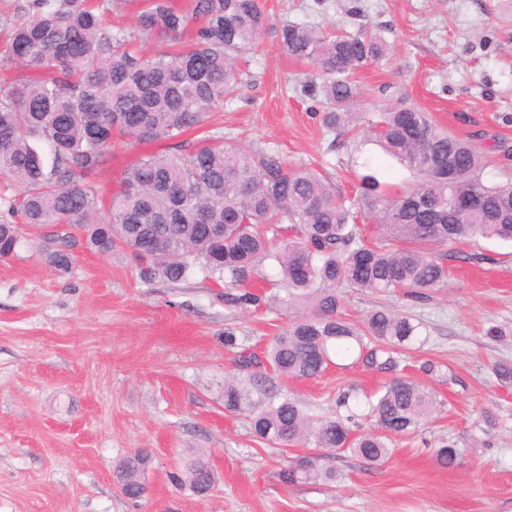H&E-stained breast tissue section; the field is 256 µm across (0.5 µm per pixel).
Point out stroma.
I'll use <instances>...</instances> for the list:
<instances>
[{"mask_svg": "<svg viewBox=\"0 0 512 512\" xmlns=\"http://www.w3.org/2000/svg\"><path fill=\"white\" fill-rule=\"evenodd\" d=\"M103 22L124 29L153 55L169 39L142 36L135 0H95ZM270 24L257 49L241 54L245 83L205 112L183 136L186 148L211 136L226 145L319 170L346 199L363 176L403 187L416 176L367 138L334 137L317 98L301 87L312 69L284 54L283 21L354 32L383 30L386 61L355 76L358 111L398 94L449 133L487 153L486 182L512 177V0H262ZM166 142L116 150L94 181L103 198L122 171ZM46 229L27 227L15 253L0 258V512H512V387L492 366L512 362V243L460 245L481 263H451L447 282L419 300L352 289L344 313L363 324L378 308L424 326L395 373L338 359L317 379L273 376L275 391L325 415L347 388L372 394L393 375L435 391L442 407L390 456L370 464L350 452L323 459L332 481L282 482L309 445L274 447L257 440L245 414L224 408L228 377L245 378L242 351L261 354L305 305L286 291L254 311L230 303L235 288L197 275L180 285L141 281L130 252L73 250L70 272L51 268ZM496 336H489V329ZM236 338L226 346V335ZM438 365L423 372L425 363ZM466 447L456 463L435 459L440 439ZM144 450L150 456L138 500L125 497L113 471ZM205 454L219 480L209 496L171 484V472Z\"/></svg>", "mask_w": 512, "mask_h": 512, "instance_id": "1", "label": "stroma"}]
</instances>
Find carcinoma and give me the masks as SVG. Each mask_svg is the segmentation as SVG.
Here are the masks:
<instances>
[{"label": "carcinoma", "instance_id": "obj_1", "mask_svg": "<svg viewBox=\"0 0 512 512\" xmlns=\"http://www.w3.org/2000/svg\"><path fill=\"white\" fill-rule=\"evenodd\" d=\"M187 10L170 0H141L137 29L178 43L194 31L193 47L142 56L127 36L103 25L88 0H31L14 24L6 60L24 74L0 88V172L23 189L16 213L28 226L51 227L47 261L67 273L73 263L74 232L86 249L130 251L139 278L186 281L198 269L206 277L238 286L231 302L257 308L263 296L249 288L265 259L280 268L289 302L309 313L272 339L265 363L292 379L320 376L333 356L392 370L397 356L420 342L423 324L385 308L360 326L341 314V290L422 297L448 279V261L479 262L484 256L434 255L449 242L495 239L512 242V181L488 185L484 155L438 127L407 97L375 105L374 118L354 111L359 70L388 56L379 30L317 31L296 23L280 28L282 51L314 66L304 91L320 98L323 123L342 136L359 123L374 142L420 177L403 192L374 183L359 208L380 238L358 232L356 216L336 187L307 166L288 168L272 155L252 154L221 140L186 150L179 139L201 113L242 83L236 54L255 46L269 16L261 0H190ZM37 137L51 150V166L30 143ZM135 139L172 142L123 173L120 189L104 205L93 176L112 150ZM456 167L446 178L448 162ZM470 200L464 212L453 210ZM20 242V225L0 223V258ZM267 395L262 376L224 380V409L247 412L256 438L288 447L311 442L324 452L349 451L371 464L383 462L393 439L414 432L436 410L435 396L419 382L395 378L367 402L372 429L354 430L357 405L351 391L336 396L331 415L313 418L295 400L269 401L257 410L247 384ZM458 441L443 439L437 462L449 467ZM148 457L135 453L114 470L122 493L138 499ZM335 472L306 456L281 471V479L331 480ZM173 482L206 497L217 484L207 459L197 455Z\"/></svg>", "mask_w": 512, "mask_h": 512}]
</instances>
